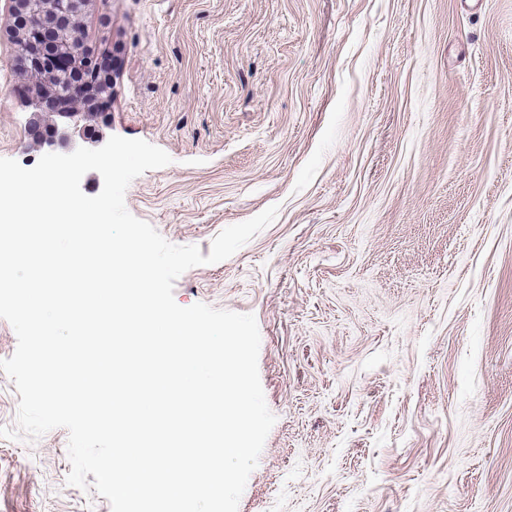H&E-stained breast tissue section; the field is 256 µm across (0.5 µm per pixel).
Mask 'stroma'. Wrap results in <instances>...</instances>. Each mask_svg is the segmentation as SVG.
<instances>
[{
  "instance_id": "obj_1",
  "label": "stroma",
  "mask_w": 512,
  "mask_h": 512,
  "mask_svg": "<svg viewBox=\"0 0 512 512\" xmlns=\"http://www.w3.org/2000/svg\"><path fill=\"white\" fill-rule=\"evenodd\" d=\"M0 0V158L44 155ZM106 135L171 164L127 210L209 255L183 307L254 314L276 417L238 512H512V0H89ZM68 432L0 438V512H111Z\"/></svg>"
}]
</instances>
